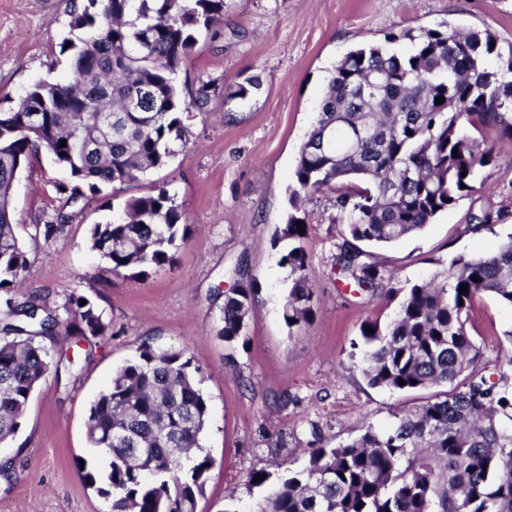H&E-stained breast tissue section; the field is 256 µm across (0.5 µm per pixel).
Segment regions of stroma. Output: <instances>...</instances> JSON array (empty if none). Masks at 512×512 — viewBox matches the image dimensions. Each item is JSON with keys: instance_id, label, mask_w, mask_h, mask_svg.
I'll list each match as a JSON object with an SVG mask.
<instances>
[{"instance_id": "obj_1", "label": "stroma", "mask_w": 512, "mask_h": 512, "mask_svg": "<svg viewBox=\"0 0 512 512\" xmlns=\"http://www.w3.org/2000/svg\"><path fill=\"white\" fill-rule=\"evenodd\" d=\"M68 11L69 0H0L1 110L34 83L70 75V57L61 51ZM444 22L491 30L504 46L512 43V0H224L223 17L176 77L187 97L210 82L209 102L203 113L185 117L187 147L155 176L181 204L189 239L172 264L140 281L112 273L86 236L89 225L111 220L147 185L116 193L104 188L79 211L56 191L68 172L48 154L33 159L12 196L28 259L16 299L54 307L66 294L82 296L110 328L90 347L72 345V375H48L32 393L16 436L0 443V463L12 473L0 478V512H109L110 500L85 479L107 465L88 443V408L146 340L184 351L203 374L209 409L203 445L211 467L197 512H256L269 488L249 486L248 474L262 469L275 481L303 469L312 427L333 447L357 438L364 424L387 428L396 412L429 398L426 390L371 387L361 373L355 353L361 325L388 323L396 303L337 282L335 193L315 194L295 210L307 226L301 244L315 288L313 320L302 328H288L282 317L288 270L279 260L288 243L279 234L291 211L298 150L336 63L388 33ZM251 77L259 78V90L243 101L233 98ZM477 181L476 191L421 235L374 249V260L397 285L427 280L457 255L490 253L512 233V139L496 141L494 159ZM489 207L506 220L466 231L467 213ZM60 211L70 214L69 224L45 237V221ZM242 272L254 278L256 292L245 342L231 350L216 337L218 308ZM466 328L482 363L494 366L508 347L512 308L478 297ZM283 393L290 396L285 406L275 402Z\"/></svg>"}]
</instances>
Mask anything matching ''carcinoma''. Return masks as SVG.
Segmentation results:
<instances>
[{"instance_id":"1","label":"carcinoma","mask_w":512,"mask_h":512,"mask_svg":"<svg viewBox=\"0 0 512 512\" xmlns=\"http://www.w3.org/2000/svg\"><path fill=\"white\" fill-rule=\"evenodd\" d=\"M223 15L224 0H71L62 47L75 51L70 77L39 82L0 112V443L18 432L41 380L73 366L70 344L109 329L88 299L65 296L62 319L44 302L13 297L27 269L10 204L15 168L48 153L71 178L57 191L78 204L167 167L175 144H187L183 115L209 99L207 83L186 99L175 75ZM493 42L488 29L410 28L352 49L334 67L298 152L289 204L336 192L339 282L376 294L385 277L361 245L421 234L474 190L493 161L491 136L512 138V44ZM504 219L499 210L469 213L465 228L478 233ZM297 221L288 214L282 237L296 245L279 261L289 270L282 315L290 328L313 316ZM188 231L181 205L159 185L127 198L122 217L91 225L87 245L112 271L140 280L173 262ZM254 289L243 278L224 293L216 337L230 348L244 339ZM482 294L512 306V234L491 254L460 255L427 281L387 289L398 309L384 327L362 324L364 377L390 391H442L385 430L368 425L352 441L310 449L308 465L258 512H512V330L498 379L476 369L466 314ZM200 385L184 351L147 341L91 403L88 441L109 463L86 477L112 498L111 512H196L210 467Z\"/></svg>"}]
</instances>
